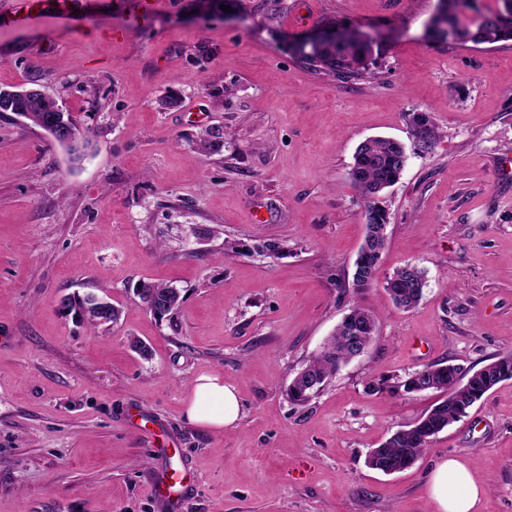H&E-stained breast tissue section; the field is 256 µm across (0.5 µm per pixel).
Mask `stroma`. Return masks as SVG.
<instances>
[{
    "instance_id": "1",
    "label": "stroma",
    "mask_w": 512,
    "mask_h": 512,
    "mask_svg": "<svg viewBox=\"0 0 512 512\" xmlns=\"http://www.w3.org/2000/svg\"><path fill=\"white\" fill-rule=\"evenodd\" d=\"M438 7L171 0L130 30L112 0H91L69 31L0 26V88L41 89L89 140L76 159L0 112V512H432L447 457L483 486L480 512H512V380L410 468L364 464L437 399L368 381L512 353V41L432 39ZM342 27L376 39L368 74L336 78L288 50ZM415 112L439 128L430 150ZM212 128L218 153L197 145ZM378 136L408 160L376 200L387 246L359 295L365 205L348 172ZM273 241L285 253H262ZM407 264L427 285L403 311L381 281ZM143 280L178 288L181 306L154 317L134 294ZM75 292L109 298L118 323L66 315ZM356 301L380 315L374 339L310 402H289ZM203 374L235 388L234 425L186 420ZM175 467L188 487L171 511L154 485Z\"/></svg>"
}]
</instances>
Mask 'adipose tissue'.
Masks as SVG:
<instances>
[{
	"mask_svg": "<svg viewBox=\"0 0 512 512\" xmlns=\"http://www.w3.org/2000/svg\"><path fill=\"white\" fill-rule=\"evenodd\" d=\"M241 411L233 387L218 375L197 377L185 416L195 425L220 430L233 425ZM434 512H477L484 489L457 459L446 458L433 469L427 488Z\"/></svg>",
	"mask_w": 512,
	"mask_h": 512,
	"instance_id": "1",
	"label": "adipose tissue"
}]
</instances>
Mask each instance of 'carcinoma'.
<instances>
[{
  "instance_id": "obj_1",
  "label": "carcinoma",
  "mask_w": 512,
  "mask_h": 512,
  "mask_svg": "<svg viewBox=\"0 0 512 512\" xmlns=\"http://www.w3.org/2000/svg\"><path fill=\"white\" fill-rule=\"evenodd\" d=\"M441 9L431 20L434 37L448 39V30H453L459 43H496L512 40V0H500L496 9L478 13L476 20L462 22L459 13L468 7L467 0H440ZM376 41L354 34L335 43L310 45L296 40L289 45L296 56L336 75L367 72L372 60ZM8 111L24 117L43 130L57 132L56 141L76 151L81 139L79 126L70 113L61 110L54 100L42 93L34 97L15 92L8 97ZM422 121L416 128L423 149H430L437 141L438 128L427 114H420ZM200 145L208 152L218 153L224 148L220 131L206 130L200 136ZM407 162L404 146L397 140L372 137L362 141L356 148L354 162L349 170V179L368 205L367 212L377 213V218L366 223V236L361 250L370 252L378 259L386 245L387 217L380 209L370 205V199L384 189L393 186L401 177ZM352 285L357 291L372 287V266L354 262ZM426 278L423 271L414 266H405L394 271L386 281V291L392 303L403 311L414 308L423 296ZM136 295L150 313L167 315L181 302L179 290L163 285L143 283ZM64 307L92 328L115 323L120 312L112 303H107L111 316L98 311L96 296L69 297ZM380 316L359 304L351 305L349 313L322 349L311 357L302 368L304 382L296 377L288 385L290 402L303 405L313 399L332 377L342 363L357 352L364 351L372 342L378 328ZM512 379V354H506L483 368L472 371L460 365H426L409 374L406 379L383 387L369 382L368 389L381 392L403 390L405 392L436 391L442 395L429 409L411 425L389 434L378 447L370 449L365 457L367 467L383 473L399 472L412 465L430 446L432 439L481 399L494 386Z\"/></svg>"
}]
</instances>
